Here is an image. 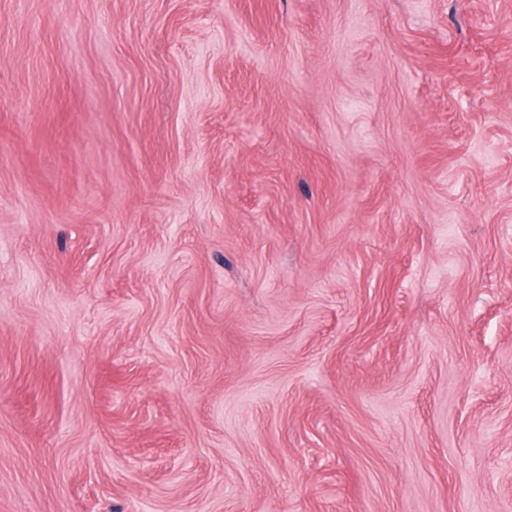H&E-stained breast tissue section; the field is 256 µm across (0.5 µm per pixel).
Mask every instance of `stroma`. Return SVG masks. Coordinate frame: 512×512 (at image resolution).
<instances>
[{
  "instance_id": "stroma-1",
  "label": "stroma",
  "mask_w": 512,
  "mask_h": 512,
  "mask_svg": "<svg viewBox=\"0 0 512 512\" xmlns=\"http://www.w3.org/2000/svg\"><path fill=\"white\" fill-rule=\"evenodd\" d=\"M0 512H512V0H0Z\"/></svg>"
}]
</instances>
